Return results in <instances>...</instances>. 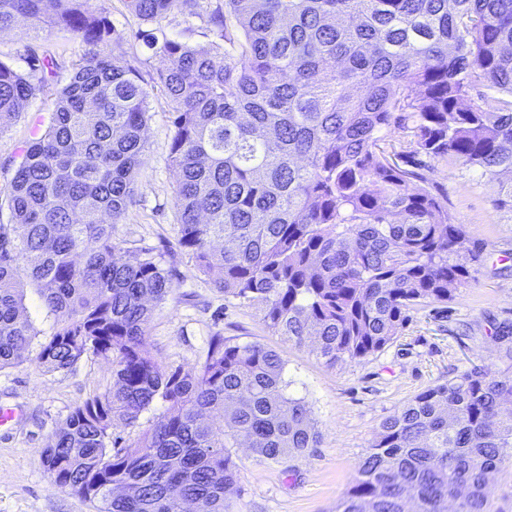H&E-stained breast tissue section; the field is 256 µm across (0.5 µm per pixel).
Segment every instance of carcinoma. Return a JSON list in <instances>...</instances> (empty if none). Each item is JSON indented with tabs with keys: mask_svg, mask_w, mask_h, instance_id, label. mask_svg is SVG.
Returning a JSON list of instances; mask_svg holds the SVG:
<instances>
[{
	"mask_svg": "<svg viewBox=\"0 0 512 512\" xmlns=\"http://www.w3.org/2000/svg\"><path fill=\"white\" fill-rule=\"evenodd\" d=\"M141 22L197 17L208 43L141 31L166 60L179 246L266 328L314 342L326 364L385 348L408 313L451 299L476 261L426 175L455 157L499 183L512 212V0H125ZM83 44L50 126L20 153L0 224V369L38 347L47 372L112 358V387L77 405L43 462L94 512H231V449L279 463L315 447L309 403L259 343L211 337L200 369L166 370L145 336L171 276L112 242L145 151L149 90L91 0H0ZM53 58L0 62V127L41 90ZM498 107L467 103L472 90ZM406 132L387 151L383 131ZM28 279L66 319L38 340L20 311ZM163 419L133 446L112 440L156 400ZM224 423L216 433L210 421ZM512 461V372L474 367L385 419L336 512H485L489 475Z\"/></svg>",
	"mask_w": 512,
	"mask_h": 512,
	"instance_id": "carcinoma-1",
	"label": "carcinoma"
}]
</instances>
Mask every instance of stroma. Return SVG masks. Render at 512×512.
Instances as JSON below:
<instances>
[{"label":"stroma","mask_w":512,"mask_h":512,"mask_svg":"<svg viewBox=\"0 0 512 512\" xmlns=\"http://www.w3.org/2000/svg\"><path fill=\"white\" fill-rule=\"evenodd\" d=\"M126 39L121 50L143 78L165 61L136 33L140 20L125 0H93ZM81 53L73 33L19 20L0 32V61L24 72L31 55L54 58L55 75L25 112L0 132V203L19 162L21 146L35 130L46 129L57 91L67 83ZM146 150L135 191L112 241L125 251L147 254L172 274V291L158 304L147 329L151 356L166 369L195 371L205 359L210 336L259 343L286 363L291 390L309 402L320 432L317 447L278 464L257 461L249 450L233 449L238 480L227 493L234 512H334L350 487L381 423L429 387L443 384L475 366L512 370V213L498 209V181L456 160L437 165L430 179L448 196V211L480 250L473 278L445 303L413 310L398 336L382 351L352 362L327 365L311 345L272 335L257 309L224 296L178 244L176 174L169 160L174 127L164 95L151 89ZM111 360L88 356L72 369L47 373L29 351L25 360L0 370V408H12L17 421L0 428V512H89L47 473L42 450L71 410L112 385Z\"/></svg>","instance_id":"obj_1"}]
</instances>
